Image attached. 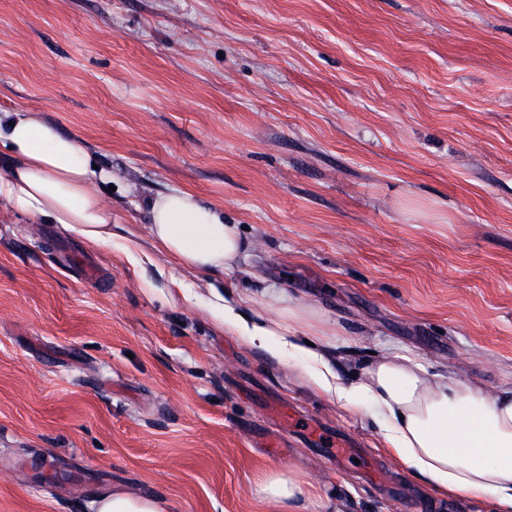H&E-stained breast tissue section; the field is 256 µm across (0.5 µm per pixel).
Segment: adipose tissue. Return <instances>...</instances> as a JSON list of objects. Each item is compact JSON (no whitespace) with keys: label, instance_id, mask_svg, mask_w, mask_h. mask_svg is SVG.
Here are the masks:
<instances>
[{"label":"adipose tissue","instance_id":"adipose-tissue-1","mask_svg":"<svg viewBox=\"0 0 512 512\" xmlns=\"http://www.w3.org/2000/svg\"><path fill=\"white\" fill-rule=\"evenodd\" d=\"M0 146L7 153L0 202L63 225L87 249L111 244L112 212L101 186L114 174L94 167L78 139L47 125L38 113L18 110L0 114ZM146 205L155 246L180 266L205 273L239 266L245 243L219 209L184 189L149 198ZM278 301L269 295L245 313L226 299L218 311L225 327L251 345L262 347L273 338L281 350L305 355L314 386L345 406L375 404L384 448L432 495L487 497L495 512H512V389L489 396L455 374H428L407 355L378 357L365 366L358 384H344L312 313L285 307L268 316L267 308ZM261 491L287 503L290 512H305L317 496L295 474L263 476Z\"/></svg>","mask_w":512,"mask_h":512}]
</instances>
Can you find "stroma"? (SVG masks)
I'll return each instance as SVG.
<instances>
[{"instance_id":"stroma-1","label":"stroma","mask_w":512,"mask_h":512,"mask_svg":"<svg viewBox=\"0 0 512 512\" xmlns=\"http://www.w3.org/2000/svg\"><path fill=\"white\" fill-rule=\"evenodd\" d=\"M19 108L118 179L94 252L0 202V512H96L105 489L288 512L270 471L315 487L307 512H491L434 497L372 403L215 304L314 312L347 383L405 354L512 389V0H0V113ZM174 189L238 225L240 268L155 249L144 202Z\"/></svg>"}]
</instances>
